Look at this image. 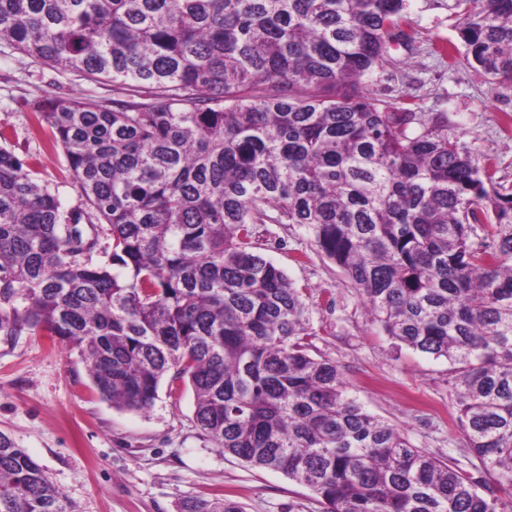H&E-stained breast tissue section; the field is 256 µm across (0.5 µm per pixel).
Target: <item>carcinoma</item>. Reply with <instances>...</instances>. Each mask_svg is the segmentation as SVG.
Here are the masks:
<instances>
[{
    "label": "carcinoma",
    "instance_id": "obj_1",
    "mask_svg": "<svg viewBox=\"0 0 512 512\" xmlns=\"http://www.w3.org/2000/svg\"><path fill=\"white\" fill-rule=\"evenodd\" d=\"M408 2L0 0V42L123 93L44 105L82 207L0 147V334L77 350L121 411L188 380L214 447L324 512H512L364 409L312 355L301 289L255 252L254 225H298L393 348L446 359L477 472L512 489V185L448 117L360 91L391 42H412ZM444 6L464 60L512 84V0ZM0 512H73L3 433Z\"/></svg>",
    "mask_w": 512,
    "mask_h": 512
}]
</instances>
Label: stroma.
<instances>
[{"label":"stroma","mask_w":512,"mask_h":512,"mask_svg":"<svg viewBox=\"0 0 512 512\" xmlns=\"http://www.w3.org/2000/svg\"><path fill=\"white\" fill-rule=\"evenodd\" d=\"M404 28L414 36L411 46L391 48L392 63L364 77L365 93L406 99L429 121L447 115L449 130L466 131L474 154L512 184V128L504 122L512 114V86L490 83L463 62L464 47L440 0H409ZM57 96L108 104L115 92L112 83L35 63L0 42V146L71 208L82 203L73 172L39 115ZM255 244L305 288L314 352L336 362L364 408L416 447L469 466L447 361L392 351L358 293L297 225H256ZM193 411L191 386L168 378L148 413L115 410L76 351L41 331L0 336V432L42 466L74 512H178L184 501L216 497L245 512H323L308 488L213 447Z\"/></svg>","instance_id":"obj_1"}]
</instances>
